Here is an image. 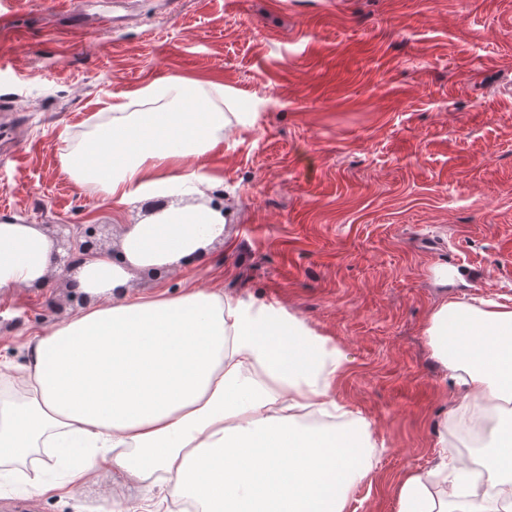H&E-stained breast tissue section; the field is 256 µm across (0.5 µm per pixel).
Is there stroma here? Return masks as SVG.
<instances>
[{
  "label": "stroma",
  "mask_w": 512,
  "mask_h": 512,
  "mask_svg": "<svg viewBox=\"0 0 512 512\" xmlns=\"http://www.w3.org/2000/svg\"><path fill=\"white\" fill-rule=\"evenodd\" d=\"M0 221H142L77 184L63 150L115 96L170 76L232 88L256 122L204 157L227 228L127 298L197 288L283 306L349 355L334 388L384 442L349 512H397L461 400L424 327L449 297L512 304V0H0ZM460 269L441 287L434 270ZM63 282L0 294V358L76 316ZM0 493V512H144L160 485L104 474Z\"/></svg>",
  "instance_id": "1"
}]
</instances>
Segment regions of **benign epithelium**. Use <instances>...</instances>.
<instances>
[{
  "label": "benign epithelium",
  "mask_w": 512,
  "mask_h": 512,
  "mask_svg": "<svg viewBox=\"0 0 512 512\" xmlns=\"http://www.w3.org/2000/svg\"><path fill=\"white\" fill-rule=\"evenodd\" d=\"M100 224H58L52 237L55 241L54 267L59 275L76 272L88 261L109 254L105 249Z\"/></svg>",
  "instance_id": "benign-epithelium-1"
}]
</instances>
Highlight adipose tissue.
<instances>
[{
  "instance_id": "1",
  "label": "adipose tissue",
  "mask_w": 512,
  "mask_h": 512,
  "mask_svg": "<svg viewBox=\"0 0 512 512\" xmlns=\"http://www.w3.org/2000/svg\"><path fill=\"white\" fill-rule=\"evenodd\" d=\"M201 85L173 77L113 102L112 116L64 152V169L122 206L155 213L122 240L125 265L101 257L77 275L94 304L29 337L22 400L0 398V466H21L42 492L44 448H81L71 485L112 469L161 482L194 512H348L369 480L377 444L333 394L345 350L285 308L193 290L179 297H113L129 269L169 266L224 235L212 178L183 162L251 126L236 95L210 87L218 107L192 111ZM54 244L36 225L0 222V293L40 285ZM424 334L465 394L477 460L441 440L433 469L400 479L398 512H512V305L442 300Z\"/></svg>"
}]
</instances>
